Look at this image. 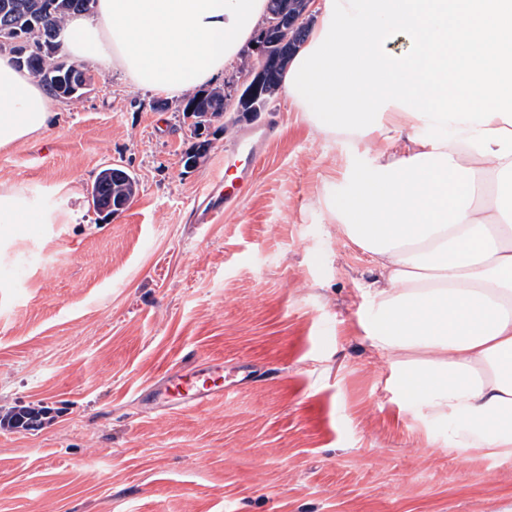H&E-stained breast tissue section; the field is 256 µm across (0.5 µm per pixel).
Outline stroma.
<instances>
[{"mask_svg": "<svg viewBox=\"0 0 512 512\" xmlns=\"http://www.w3.org/2000/svg\"><path fill=\"white\" fill-rule=\"evenodd\" d=\"M101 81L0 148V187L31 224H0V512H512V458L448 452V424L389 384L364 327L367 253L326 202L367 145L330 139L281 99L213 119L197 166L182 98ZM269 131L239 202L188 211L244 134ZM117 165L131 204L88 191ZM224 364V394L156 416L141 391L184 356ZM137 190L138 181L133 174L119 167L104 168L98 173L92 185L91 202L99 211L117 214L129 205ZM122 200V203L117 204ZM111 201L117 210L108 209ZM47 414H49V410L47 408L29 407L7 414V418L8 422L10 421L14 425L30 428L38 426Z\"/></svg>", "mask_w": 512, "mask_h": 512, "instance_id": "stroma-1", "label": "stroma"}]
</instances>
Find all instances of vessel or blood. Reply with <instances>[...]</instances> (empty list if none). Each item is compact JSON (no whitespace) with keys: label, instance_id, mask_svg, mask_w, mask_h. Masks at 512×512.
Returning <instances> with one entry per match:
<instances>
[{"label":"vessel or blood","instance_id":"obj_1","mask_svg":"<svg viewBox=\"0 0 512 512\" xmlns=\"http://www.w3.org/2000/svg\"><path fill=\"white\" fill-rule=\"evenodd\" d=\"M245 171H237L235 177H222L211 183L203 192L202 203L197 208V221L212 224L224 215L225 206L232 200L230 190L232 181H245ZM223 364L189 369H171L153 385L151 392L160 412L170 410L193 409L222 396L224 386Z\"/></svg>","mask_w":512,"mask_h":512}]
</instances>
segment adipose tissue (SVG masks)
I'll return each instance as SVG.
<instances>
[{
  "label": "adipose tissue",
  "instance_id": "ef3b65f1",
  "mask_svg": "<svg viewBox=\"0 0 512 512\" xmlns=\"http://www.w3.org/2000/svg\"><path fill=\"white\" fill-rule=\"evenodd\" d=\"M267 0H97L79 62L167 98L215 82ZM280 98L327 137L374 147L329 211L381 271L368 331L395 391L455 423L450 451L512 457V0H317ZM410 46L391 51L395 35ZM53 98L0 54V148Z\"/></svg>",
  "mask_w": 512,
  "mask_h": 512
}]
</instances>
